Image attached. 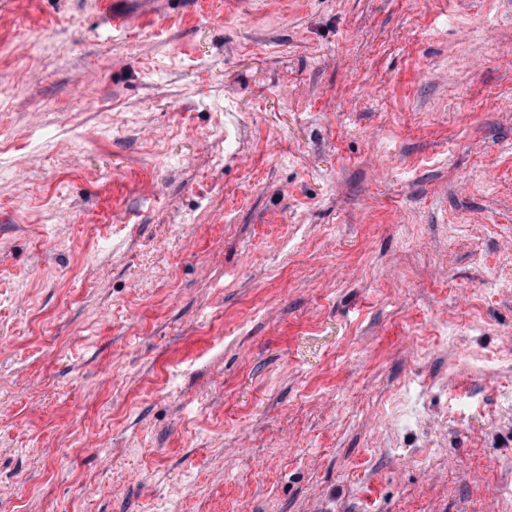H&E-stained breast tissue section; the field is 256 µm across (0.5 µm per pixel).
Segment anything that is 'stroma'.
<instances>
[{
	"label": "stroma",
	"instance_id": "35a3bbf8",
	"mask_svg": "<svg viewBox=\"0 0 512 512\" xmlns=\"http://www.w3.org/2000/svg\"><path fill=\"white\" fill-rule=\"evenodd\" d=\"M0 512H512V0H0Z\"/></svg>",
	"mask_w": 512,
	"mask_h": 512
}]
</instances>
